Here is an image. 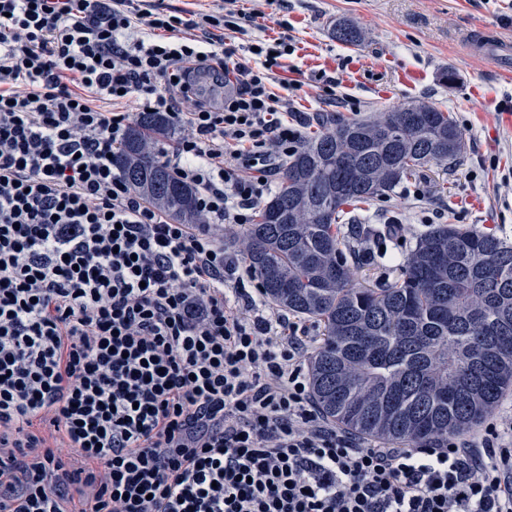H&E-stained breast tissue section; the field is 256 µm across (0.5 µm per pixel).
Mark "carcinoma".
<instances>
[{
  "label": "carcinoma",
  "instance_id": "carcinoma-1",
  "mask_svg": "<svg viewBox=\"0 0 512 512\" xmlns=\"http://www.w3.org/2000/svg\"><path fill=\"white\" fill-rule=\"evenodd\" d=\"M334 34L349 45L364 39L349 20ZM168 135L164 114H139L117 164L170 221L199 224L196 191L154 152ZM462 150L455 121L425 102L365 119L324 118L241 234L268 300L323 326L310 364L322 412L407 448L476 429L512 389V242L444 225L419 239L394 285L365 288L354 283L341 224L346 208Z\"/></svg>",
  "mask_w": 512,
  "mask_h": 512
}]
</instances>
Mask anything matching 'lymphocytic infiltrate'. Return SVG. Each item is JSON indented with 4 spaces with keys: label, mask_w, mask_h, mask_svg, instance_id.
Masks as SVG:
<instances>
[{
    "label": "lymphocytic infiltrate",
    "mask_w": 512,
    "mask_h": 512,
    "mask_svg": "<svg viewBox=\"0 0 512 512\" xmlns=\"http://www.w3.org/2000/svg\"><path fill=\"white\" fill-rule=\"evenodd\" d=\"M148 0H0V512H512V432L420 448L332 423L307 329L210 232L248 224L302 140L287 33ZM233 76L221 107L200 73ZM183 128L176 224L114 160L121 104Z\"/></svg>",
    "instance_id": "1"
}]
</instances>
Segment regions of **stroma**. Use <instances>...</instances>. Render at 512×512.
<instances>
[{
  "label": "stroma",
  "mask_w": 512,
  "mask_h": 512,
  "mask_svg": "<svg viewBox=\"0 0 512 512\" xmlns=\"http://www.w3.org/2000/svg\"><path fill=\"white\" fill-rule=\"evenodd\" d=\"M236 8L257 16L235 36L240 47L276 35L279 21H289L296 50L280 74L299 86L292 109L305 135L319 131L324 115L366 116L412 101L450 113L463 134L460 162L428 164L347 214L348 251L363 252L362 224L379 230L377 243L386 250L356 268V283L394 284L420 236L442 224L512 242V71L494 68L464 41L483 25L512 39V0H238ZM343 19L361 29V44L336 40L333 30ZM446 69L455 73L454 84L441 81ZM329 77L336 81L332 98L324 92ZM391 224L404 226L403 242L386 236Z\"/></svg>",
  "instance_id": "35a3bbf8"
}]
</instances>
